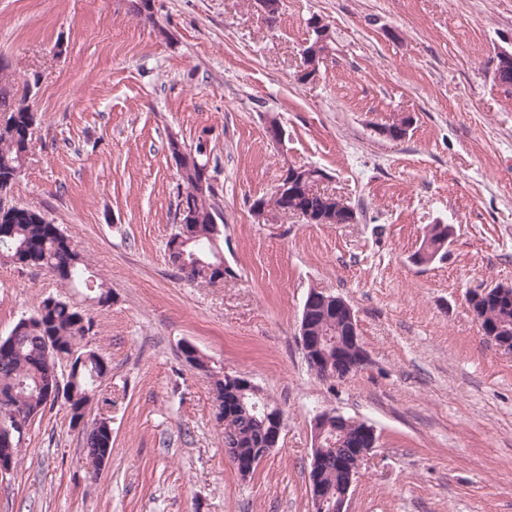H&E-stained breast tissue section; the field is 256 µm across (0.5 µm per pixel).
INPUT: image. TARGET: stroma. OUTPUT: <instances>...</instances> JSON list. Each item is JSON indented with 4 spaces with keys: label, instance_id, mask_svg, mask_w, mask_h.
Instances as JSON below:
<instances>
[{
    "label": "stroma",
    "instance_id": "1",
    "mask_svg": "<svg viewBox=\"0 0 512 512\" xmlns=\"http://www.w3.org/2000/svg\"><path fill=\"white\" fill-rule=\"evenodd\" d=\"M0 0V57L40 76L14 202L58 224L109 290L88 306L89 345L110 365L84 426L63 404L36 417L0 512H312L310 424L324 409L377 443L348 512H512V352L482 336L469 292L512 286V94L495 85L512 0ZM338 35L318 77L297 79L306 20ZM408 116L405 138L381 129ZM283 128L269 138V118ZM207 137L224 214L214 285L166 256L177 216L169 136ZM323 170L353 224L257 221L291 166ZM451 224L443 258L413 264L428 225ZM346 299L370 362L322 382L299 343L310 289ZM82 302L42 269L0 262V337L49 295ZM193 344L284 410L280 442L241 476L224 453L213 382ZM108 413L112 454L84 427ZM110 418L106 417L101 419H97V421L91 426L86 433V448L88 456L93 457L91 460L93 463L102 465L106 460L110 457V448L112 451V440L110 443V448H106L109 441V432H108V422H110ZM102 448L101 452L100 449ZM98 455L94 457L96 454Z\"/></svg>",
    "mask_w": 512,
    "mask_h": 512
}]
</instances>
